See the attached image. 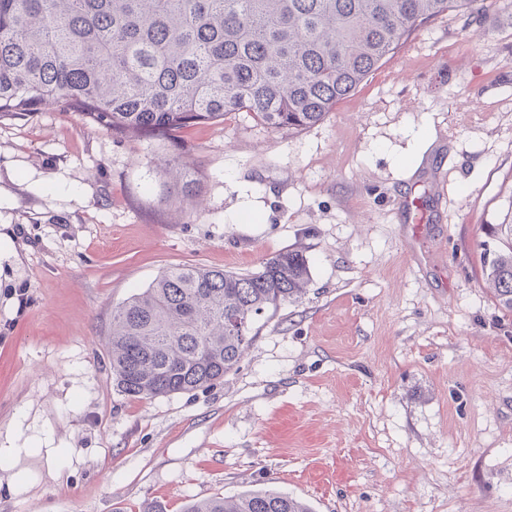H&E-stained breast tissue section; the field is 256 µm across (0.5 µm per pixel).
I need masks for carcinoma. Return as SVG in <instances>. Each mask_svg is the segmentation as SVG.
<instances>
[{"mask_svg": "<svg viewBox=\"0 0 512 512\" xmlns=\"http://www.w3.org/2000/svg\"><path fill=\"white\" fill-rule=\"evenodd\" d=\"M485 0H0V119L45 101L112 134L155 136L247 112L273 130L317 124L411 32L448 11L477 22ZM182 200L187 164L166 163ZM484 249L512 311V220ZM310 269L279 251L239 275L170 268L112 309L107 352L119 392L151 399L207 387L234 368L268 308L296 301ZM186 512H311L276 489L196 501Z\"/></svg>", "mask_w": 512, "mask_h": 512, "instance_id": "1", "label": "carcinoma"}]
</instances>
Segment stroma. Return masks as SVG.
Segmentation results:
<instances>
[{
  "label": "stroma",
  "mask_w": 512,
  "mask_h": 512,
  "mask_svg": "<svg viewBox=\"0 0 512 512\" xmlns=\"http://www.w3.org/2000/svg\"><path fill=\"white\" fill-rule=\"evenodd\" d=\"M424 24L316 125L245 112L118 138L54 102L0 120V512H183L275 488L312 512H512V312L483 263L512 209V20ZM194 164L184 209L157 159ZM288 248L207 389L130 398L112 309L162 271Z\"/></svg>",
  "instance_id": "1"
}]
</instances>
